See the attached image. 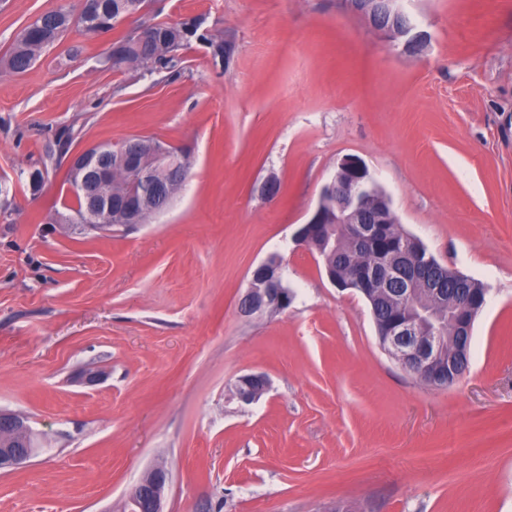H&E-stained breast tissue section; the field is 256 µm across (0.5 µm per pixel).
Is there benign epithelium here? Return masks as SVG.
I'll list each match as a JSON object with an SVG mask.
<instances>
[{"label": "benign epithelium", "mask_w": 512, "mask_h": 512, "mask_svg": "<svg viewBox=\"0 0 512 512\" xmlns=\"http://www.w3.org/2000/svg\"><path fill=\"white\" fill-rule=\"evenodd\" d=\"M346 8L391 38L405 39V46L420 51L424 35L416 31L413 18L396 6V0H343ZM126 149L130 162V189H140L145 204L155 210L157 196L165 194L152 174L135 167L140 151L148 150L165 169L170 181L184 179L183 167L171 164L167 149L146 142L121 141L115 144L100 142L73 152L68 171L72 173L69 193L87 197V212L72 217L70 229L83 234L105 232L110 225L90 224L87 217L97 212L99 217L110 216L109 207L101 205L95 185L107 182L111 169L107 157L111 149ZM399 220L389 198L383 194L364 162L352 155L341 159L334 177L322 188L310 219L300 225L296 240L306 245L316 235L341 234L356 249L372 252L383 258L387 273L381 274L375 264L343 266L337 264L336 252L323 258L329 281L341 290L352 289L367 298L371 314L378 311L381 297L399 302V308L385 321H376L380 347L404 371L431 387H448L467 371L472 325L486 304V290L459 289L456 280L448 276V268L420 247L406 232L399 233L400 241L393 249L382 248L388 236V225ZM267 262L259 264L251 274L250 283L242 295L238 310L244 317L281 312L290 306L294 293L275 276L258 287L265 274ZM424 290L438 303L452 301L448 332L458 337V345L448 352V361L440 359L441 338L432 327L438 308H422L417 303L419 291ZM268 378L262 373L245 374L228 388V399L239 405L257 402L268 390ZM0 423L11 424L26 431L31 429L28 418L17 412L0 409ZM31 459L25 448H0V468L20 467ZM171 480L169 469L162 463L152 466L139 479L123 501L129 512H164L163 499Z\"/></svg>", "instance_id": "7a95c632"}]
</instances>
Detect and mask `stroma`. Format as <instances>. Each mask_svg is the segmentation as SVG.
<instances>
[{
	"mask_svg": "<svg viewBox=\"0 0 512 512\" xmlns=\"http://www.w3.org/2000/svg\"><path fill=\"white\" fill-rule=\"evenodd\" d=\"M62 4L78 0H0V58ZM401 6L422 51L341 0H151L157 19L201 22L174 68L105 63L135 17L0 68V175L48 171L0 219V409L42 443L0 469V512H116L158 462L165 512H512V0ZM130 136L190 155L173 206L63 232L69 151ZM347 155L406 232L488 290L453 386L406 374L364 297L294 241ZM273 254L292 304L241 316ZM251 372L269 391L226 403Z\"/></svg>",
	"mask_w": 512,
	"mask_h": 512,
	"instance_id": "35a3bbf8",
	"label": "stroma"
}]
</instances>
